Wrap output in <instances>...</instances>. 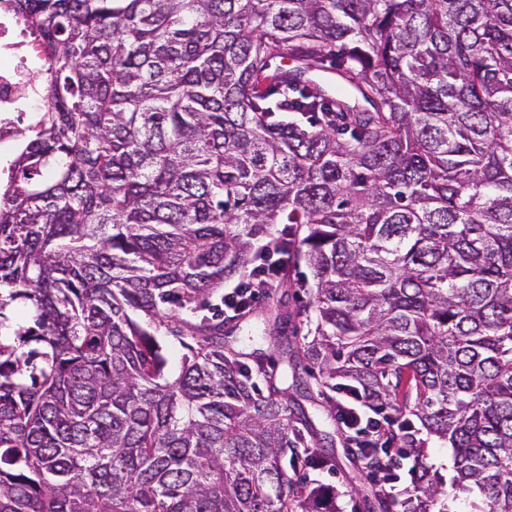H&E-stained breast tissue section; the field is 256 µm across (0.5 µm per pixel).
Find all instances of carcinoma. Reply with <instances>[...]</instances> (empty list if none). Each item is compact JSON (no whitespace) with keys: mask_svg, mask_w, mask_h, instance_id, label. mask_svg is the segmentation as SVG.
<instances>
[{"mask_svg":"<svg viewBox=\"0 0 512 512\" xmlns=\"http://www.w3.org/2000/svg\"><path fill=\"white\" fill-rule=\"evenodd\" d=\"M0 4L50 98L0 185V512H335L276 360L512 512V0ZM300 261L311 338L243 360L207 299Z\"/></svg>","mask_w":512,"mask_h":512,"instance_id":"cac0c4a2","label":"carcinoma"}]
</instances>
